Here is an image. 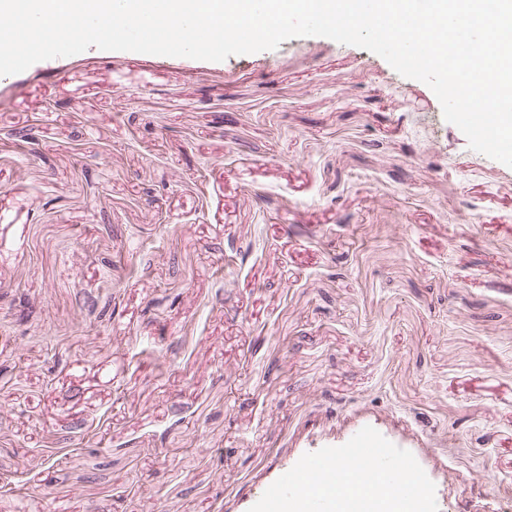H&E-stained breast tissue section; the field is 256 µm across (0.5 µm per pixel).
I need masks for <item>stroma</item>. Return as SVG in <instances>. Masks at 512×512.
Masks as SVG:
<instances>
[{
  "label": "stroma",
  "instance_id": "stroma-1",
  "mask_svg": "<svg viewBox=\"0 0 512 512\" xmlns=\"http://www.w3.org/2000/svg\"><path fill=\"white\" fill-rule=\"evenodd\" d=\"M366 425L512 512V168L426 84L319 36L0 77V512H249Z\"/></svg>",
  "mask_w": 512,
  "mask_h": 512
}]
</instances>
